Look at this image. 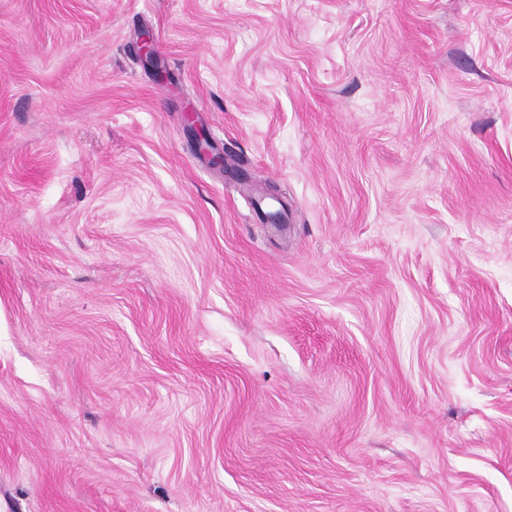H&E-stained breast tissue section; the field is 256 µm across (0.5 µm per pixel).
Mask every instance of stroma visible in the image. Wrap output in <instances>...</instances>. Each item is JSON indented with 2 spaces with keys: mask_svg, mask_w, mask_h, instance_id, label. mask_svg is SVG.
<instances>
[{
  "mask_svg": "<svg viewBox=\"0 0 512 512\" xmlns=\"http://www.w3.org/2000/svg\"><path fill=\"white\" fill-rule=\"evenodd\" d=\"M0 512H512V0H0Z\"/></svg>",
  "mask_w": 512,
  "mask_h": 512,
  "instance_id": "obj_1",
  "label": "stroma"
}]
</instances>
